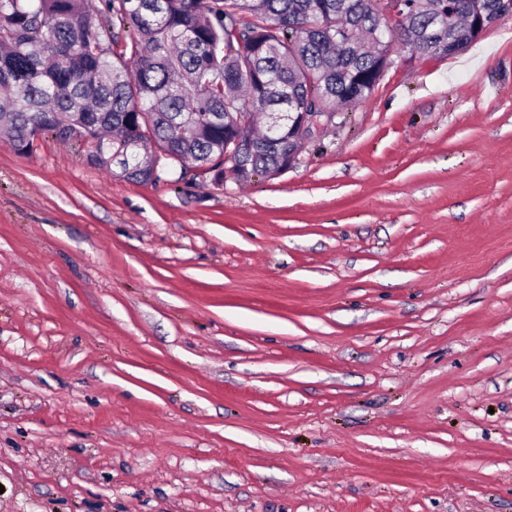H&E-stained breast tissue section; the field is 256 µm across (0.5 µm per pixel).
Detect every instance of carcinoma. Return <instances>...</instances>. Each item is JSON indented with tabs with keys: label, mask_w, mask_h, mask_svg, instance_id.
I'll list each match as a JSON object with an SVG mask.
<instances>
[{
	"label": "carcinoma",
	"mask_w": 512,
	"mask_h": 512,
	"mask_svg": "<svg viewBox=\"0 0 512 512\" xmlns=\"http://www.w3.org/2000/svg\"><path fill=\"white\" fill-rule=\"evenodd\" d=\"M381 0H0V135L24 154L41 134L87 145L88 160L149 183L175 162L241 182L281 175L297 129L258 135L230 112H337L365 102L386 53L464 51L472 17L512 0H403L380 37ZM126 30L122 40L115 28Z\"/></svg>",
	"instance_id": "cac0c4a2"
}]
</instances>
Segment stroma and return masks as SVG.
<instances>
[{
	"label": "stroma",
	"instance_id": "1",
	"mask_svg": "<svg viewBox=\"0 0 512 512\" xmlns=\"http://www.w3.org/2000/svg\"><path fill=\"white\" fill-rule=\"evenodd\" d=\"M288 172L0 137V512H512V19Z\"/></svg>",
	"mask_w": 512,
	"mask_h": 512
}]
</instances>
